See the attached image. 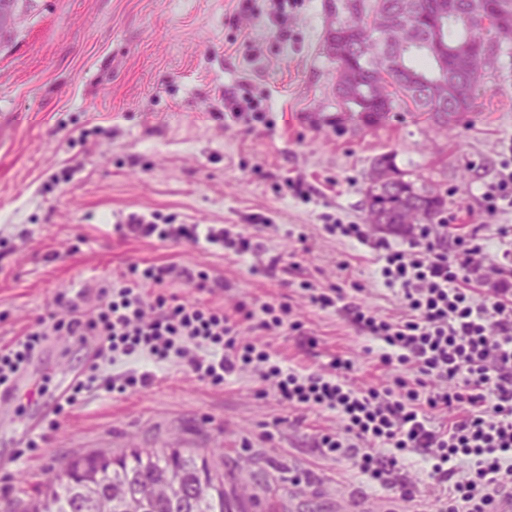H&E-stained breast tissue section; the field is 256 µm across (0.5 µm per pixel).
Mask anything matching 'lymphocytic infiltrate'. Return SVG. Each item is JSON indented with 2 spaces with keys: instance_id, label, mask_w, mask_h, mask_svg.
I'll list each match as a JSON object with an SVG mask.
<instances>
[{
  "instance_id": "lymphocytic-infiltrate-1",
  "label": "lymphocytic infiltrate",
  "mask_w": 512,
  "mask_h": 512,
  "mask_svg": "<svg viewBox=\"0 0 512 512\" xmlns=\"http://www.w3.org/2000/svg\"><path fill=\"white\" fill-rule=\"evenodd\" d=\"M125 227L141 237L218 246L238 256L256 249L252 237L175 224L157 212L130 214ZM404 237L400 245L377 243L380 275L397 289L404 309L398 319L348 302L341 288L309 294L320 308L341 306L352 326L380 342L382 366L405 369L393 386L358 384L352 362L338 356L324 373L283 370L264 346L242 341L237 322L223 311L166 295L165 287L181 276L175 266L134 263L120 285L100 287L95 305L59 296L66 317H38L36 328L0 349V388H8L55 334L80 344L97 340L56 404L58 414L85 396L151 385L148 372L102 381V372L122 359L182 363L198 380L216 385L251 368L280 402L336 413L342 429L322 436V453L348 461L369 485L387 490L388 512L415 505L425 486L437 490L440 512H497L499 501L512 497V250L492 255L459 237L450 252L448 231L429 224L410 225ZM410 454L422 456L427 469L403 474Z\"/></svg>"
}]
</instances>
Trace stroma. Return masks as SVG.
Wrapping results in <instances>:
<instances>
[{
    "label": "stroma",
    "mask_w": 512,
    "mask_h": 512,
    "mask_svg": "<svg viewBox=\"0 0 512 512\" xmlns=\"http://www.w3.org/2000/svg\"><path fill=\"white\" fill-rule=\"evenodd\" d=\"M329 2L21 0V19L0 49V342L57 311L58 296L94 299L97 285L131 262L173 264L207 273L211 287L179 279L170 293L223 310L283 369L321 373L341 356L360 382L392 385L399 370L380 366L374 341L336 309L310 304L299 284L356 282L357 304L399 316L376 250L331 235L324 221L363 223L372 240L402 244L393 228L366 222L368 173L386 154L447 194L443 221L454 233L501 248L499 229L512 226V212L489 214L481 194L512 162V54L486 66L471 112L454 129H437L402 103L400 118L386 124L340 126L345 106L324 47L336 20ZM247 96L266 113L250 131L224 114ZM68 168L71 180L61 181ZM154 211L249 233L259 249L236 257L114 229L129 214ZM285 299L299 331L270 335L245 316ZM90 352L50 337L30 385L0 413V512H25L74 457L184 442L253 495L249 512H381L383 491L317 446L339 430L336 415L282 405L249 372L212 385L183 366L117 363L112 373L148 371L153 384L84 398L58 415L40 448H25L17 430Z\"/></svg>",
    "instance_id": "35a3bbf8"
}]
</instances>
